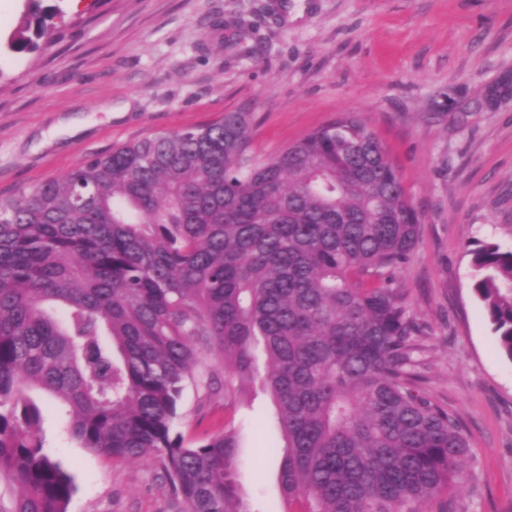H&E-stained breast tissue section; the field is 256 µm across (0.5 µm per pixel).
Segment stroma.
Here are the masks:
<instances>
[{
	"mask_svg": "<svg viewBox=\"0 0 512 512\" xmlns=\"http://www.w3.org/2000/svg\"><path fill=\"white\" fill-rule=\"evenodd\" d=\"M63 35L0 51V198L58 178L112 147L252 115L267 158L355 112L375 131L419 210V240L396 270L421 324L419 388L455 418L468 455L419 512H512V361L471 288L472 249H512V0H40ZM271 404L240 401L239 480L279 498V457L259 425ZM179 431L224 424V398L187 385ZM44 451L74 478L68 512H185L160 455L115 460L80 447L42 400Z\"/></svg>",
	"mask_w": 512,
	"mask_h": 512,
	"instance_id": "obj_1",
	"label": "stroma"
}]
</instances>
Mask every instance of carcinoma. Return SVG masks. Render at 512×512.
Returning a JSON list of instances; mask_svg holds the SVG:
<instances>
[{"label":"carcinoma","instance_id":"1","mask_svg":"<svg viewBox=\"0 0 512 512\" xmlns=\"http://www.w3.org/2000/svg\"><path fill=\"white\" fill-rule=\"evenodd\" d=\"M33 5L13 50L57 38ZM421 216L386 148L343 112L258 160L251 113L129 141L0 199V512H67L38 390L70 436L160 454L187 512H415L466 453L417 388L422 326L394 271ZM472 290L512 361V249L471 251ZM258 390L282 451L281 505L246 499L233 419L186 445V384Z\"/></svg>","mask_w":512,"mask_h":512}]
</instances>
